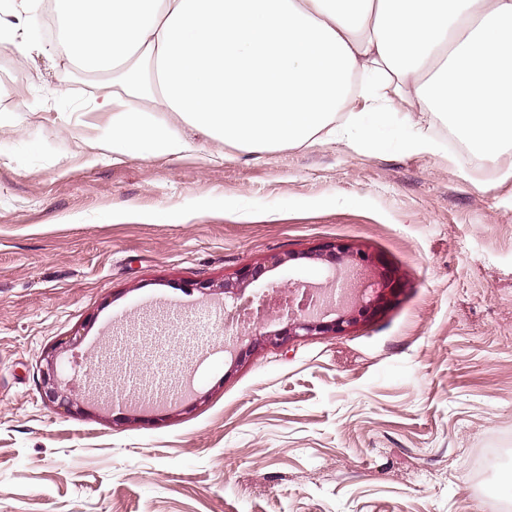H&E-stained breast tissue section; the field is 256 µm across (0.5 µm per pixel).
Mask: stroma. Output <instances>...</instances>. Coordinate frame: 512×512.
<instances>
[{"label":"stroma","instance_id":"35a3bbf8","mask_svg":"<svg viewBox=\"0 0 512 512\" xmlns=\"http://www.w3.org/2000/svg\"><path fill=\"white\" fill-rule=\"evenodd\" d=\"M30 36L0 85V512H512V181L337 143L116 160L119 73ZM334 242L397 296L235 362L219 284L290 250L260 285H328ZM72 336L69 413L42 371Z\"/></svg>","mask_w":512,"mask_h":512}]
</instances>
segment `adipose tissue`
Returning <instances> with one entry per match:
<instances>
[{"label": "adipose tissue", "mask_w": 512, "mask_h": 512, "mask_svg": "<svg viewBox=\"0 0 512 512\" xmlns=\"http://www.w3.org/2000/svg\"><path fill=\"white\" fill-rule=\"evenodd\" d=\"M64 57L87 73L127 68L103 96L113 157L179 156L196 137L263 155L327 142L436 155L434 119L512 180V0H56ZM10 0L0 42L39 52ZM146 61L148 74L134 64ZM389 89L380 98L376 87Z\"/></svg>", "instance_id": "obj_1"}]
</instances>
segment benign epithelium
<instances>
[{
  "label": "benign epithelium",
  "mask_w": 512,
  "mask_h": 512,
  "mask_svg": "<svg viewBox=\"0 0 512 512\" xmlns=\"http://www.w3.org/2000/svg\"><path fill=\"white\" fill-rule=\"evenodd\" d=\"M298 259L326 261L333 264V287L323 288L299 281L288 287L271 285L251 296H245L247 288L264 272L262 267H249L242 273L224 280V298L239 301L246 299L257 303L258 310L279 319L287 320L285 328L267 331L262 323L250 320L232 321L224 325L227 336H241L248 332L258 337V342L280 347L294 337H308L326 333L338 334L358 321V317L374 314L384 307L396 292L395 281L383 272L372 259L354 250L352 246L338 242L315 252H288L273 259L272 267L282 266ZM372 289V297L364 299L361 287ZM335 318L328 319L329 315ZM57 355L46 358L43 370V388L46 396L67 410L78 405L72 387L58 378Z\"/></svg>",
  "instance_id": "1"
}]
</instances>
